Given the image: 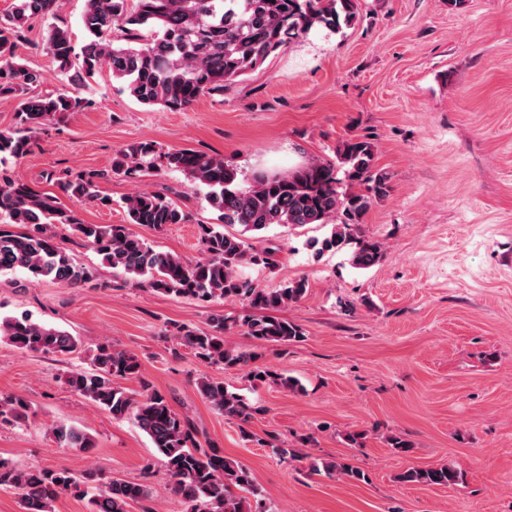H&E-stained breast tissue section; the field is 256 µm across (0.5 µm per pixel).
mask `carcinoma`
I'll return each mask as SVG.
<instances>
[{"instance_id": "obj_1", "label": "carcinoma", "mask_w": 512, "mask_h": 512, "mask_svg": "<svg viewBox=\"0 0 512 512\" xmlns=\"http://www.w3.org/2000/svg\"><path fill=\"white\" fill-rule=\"evenodd\" d=\"M62 0H14L0 16V99L17 101L20 130H0V163L29 152L32 134L48 123H60L89 102L74 96L37 91L42 75L22 64L17 55L19 39L36 16H55ZM82 25L88 41L82 62L75 66L70 32L52 27L45 50L64 75L85 83L102 68L124 84L137 102L182 111L205 95L220 94L224 86L261 67L272 55L315 27L339 32L357 19V0H85ZM376 149L367 137H352L336 145V160H315L287 173L261 174L241 187L235 168L224 158L193 149L162 152L151 141L133 143L112 158V172L126 177L149 174L165 167L190 178L205 190V200L219 212L221 223L203 228L205 257L190 261L155 250L131 226L161 230L185 224L189 215L165 195L137 191L124 198L126 224H86L61 205L53 194L34 190L22 178L0 170V274L22 271L36 280H51L75 287L90 284L95 272L77 264L56 241L51 228L78 233L104 264L157 291L201 301L244 297L251 304L276 311L302 299L304 279L268 291L243 278L245 264H268L264 253L224 233V225L238 224L246 231L273 225L305 226L334 223L330 236L310 242L317 253L339 251L352 240L354 227L370 207L384 200L390 190V174L376 164ZM62 195L88 202H106L99 196L95 174L78 172L57 180ZM382 244L362 240L351 255L358 269L377 264ZM211 331L179 330L180 345L208 364L246 366L251 357L226 347V318L211 320ZM244 334L261 341L285 343L301 336L297 325L271 315L246 323ZM25 352L70 355L83 347L68 331L32 320L0 316V340ZM137 357L110 344L96 348L89 366L69 373L66 384L114 419L131 417L161 454L171 478L172 491L187 505V512H251L245 496L257 488L248 469L214 448L201 447L198 431L190 420L177 414L166 397L142 384L133 393L116 380L136 378ZM255 381L278 382L289 388L292 379L254 367ZM200 396L226 417L247 420V404L240 395L224 388V382L203 377L197 383ZM28 405L19 397L0 398V423L22 424ZM56 441L67 448L93 447L84 431L60 425ZM310 469L361 481L358 468L336 461H312ZM461 472L448 464L410 468L398 476L407 483L448 485ZM93 474L73 475L65 468L18 469L0 459V487L14 488L21 496L23 512H55L54 503L64 494L87 500L89 512H130L134 504L150 498L145 484L111 479L97 494L89 482Z\"/></svg>"}]
</instances>
